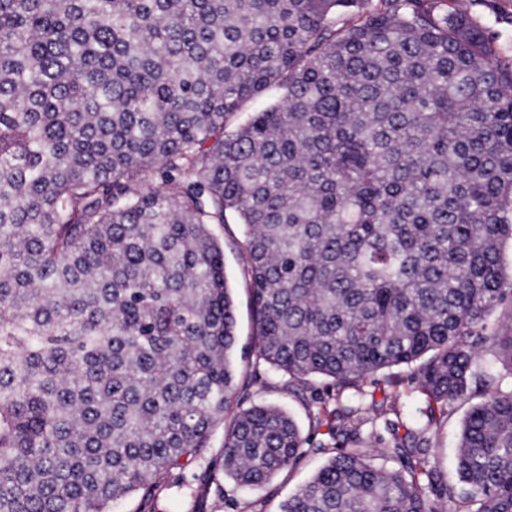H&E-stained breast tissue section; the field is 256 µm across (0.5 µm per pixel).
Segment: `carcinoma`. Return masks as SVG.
Masks as SVG:
<instances>
[{
    "instance_id": "cac0c4a2",
    "label": "carcinoma",
    "mask_w": 512,
    "mask_h": 512,
    "mask_svg": "<svg viewBox=\"0 0 512 512\" xmlns=\"http://www.w3.org/2000/svg\"><path fill=\"white\" fill-rule=\"evenodd\" d=\"M457 2L0 0V512H153L233 404L205 493L309 451L282 512H512V387L474 371L512 374V65ZM230 218L271 369L480 397L459 484L413 432L387 469L242 406ZM335 416L310 422L334 441Z\"/></svg>"
}]
</instances>
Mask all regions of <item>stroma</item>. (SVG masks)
<instances>
[{
	"instance_id": "stroma-1",
	"label": "stroma",
	"mask_w": 512,
	"mask_h": 512,
	"mask_svg": "<svg viewBox=\"0 0 512 512\" xmlns=\"http://www.w3.org/2000/svg\"><path fill=\"white\" fill-rule=\"evenodd\" d=\"M464 11L476 17L492 37L503 62H512V0H459ZM211 231L224 249L225 274L232 290L237 315L236 346L232 355L238 385L246 387L249 400L281 408L298 424L303 437L313 435L309 413L315 410L313 393L327 387L321 378L302 384L289 381L257 358L256 337L247 290V255L241 225L215 224ZM336 407L360 410V420L337 419L336 427L358 429L361 437L373 438L376 447L389 448L406 430L423 432L434 450L435 461L447 482L457 483L455 456L462 421L471 406L464 399L441 414H429L413 371L400 366L364 380L360 390L336 395ZM321 454H306L290 469L279 472L266 485L242 487L224 478L223 496L201 493L196 476L202 463L163 480L155 512H281L283 504L324 463Z\"/></svg>"
}]
</instances>
